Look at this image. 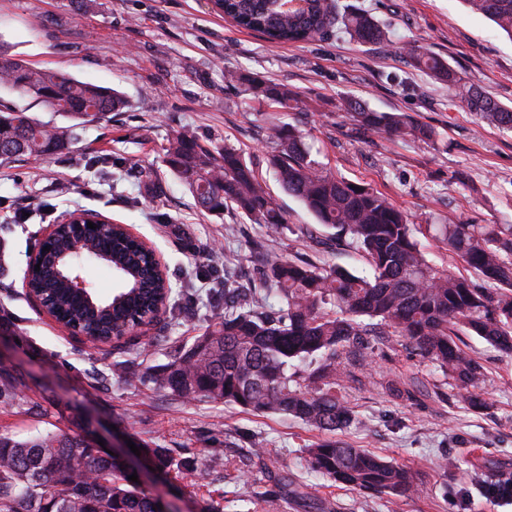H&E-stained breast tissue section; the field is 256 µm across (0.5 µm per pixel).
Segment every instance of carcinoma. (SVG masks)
Here are the masks:
<instances>
[{
    "label": "carcinoma",
    "mask_w": 512,
    "mask_h": 512,
    "mask_svg": "<svg viewBox=\"0 0 512 512\" xmlns=\"http://www.w3.org/2000/svg\"><path fill=\"white\" fill-rule=\"evenodd\" d=\"M221 0L220 10L237 25L277 42L313 39L342 27L362 45H390L380 24L366 13L342 15L332 0ZM512 39V0H465ZM411 64L448 83L454 98L487 125L512 129V108L458 76L444 59L411 46ZM282 109L296 101L285 86L230 73ZM30 96L74 121L69 127L42 122L25 110L0 107V148L5 160L61 152L76 128L98 122L126 106L124 96L59 72L33 67L0 51V87ZM359 138L386 134L435 142L432 127L405 115L373 112L345 99ZM268 163L284 191L297 198L316 222L363 260L368 272L319 266L307 259L268 255L259 284L225 288L215 298L203 333L170 360L146 370L157 389L194 401H220L256 415L291 416L324 432L349 426L355 411L340 394L347 366H361L362 337L380 326L410 344L451 380L458 401L482 408L484 367L456 342L476 335L512 354V224H411L405 213L368 184L326 172L284 123L269 129ZM162 163L213 214L231 209L253 224L278 233L287 218L265 190L252 164L237 149L212 150L190 130L176 133ZM476 278L430 262L420 237ZM112 254L110 268L124 286L95 308L69 296L44 261L34 287L47 311L65 323L106 335L111 326L148 324L166 312L172 288L152 253L121 224L96 237ZM308 468L334 482L373 495L418 491L417 474L370 451L337 440L306 449ZM150 493L128 473L97 455L81 433L39 432L21 440L0 431V512H156Z\"/></svg>",
    "instance_id": "cac0c4a2"
}]
</instances>
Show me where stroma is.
Here are the masks:
<instances>
[{
	"mask_svg": "<svg viewBox=\"0 0 512 512\" xmlns=\"http://www.w3.org/2000/svg\"><path fill=\"white\" fill-rule=\"evenodd\" d=\"M383 24L395 45L383 52L344 33L304 44H273L226 18L215 0H0V49L127 100L123 111L80 129L67 149L0 165V370L19 398L0 400V430L92 431L104 445L168 449L176 463L220 464L197 484L161 475L148 482L171 512H305L304 491L324 512H512V500L483 487L512 476V355L476 336L462 347L487 370L480 410L463 408L447 376L395 336H375L367 363L345 378L355 421L336 440L417 470L421 489L368 495L312 473L306 448L323 433L281 415L256 416L221 402L186 401L115 370L129 349L134 371L169 361L205 325L209 294L246 287L264 255H299L352 271L354 251L317 249L314 217L284 192L268 164L273 124L297 125L326 171L383 193L415 224H512V132L481 125L446 85L408 63L416 44L440 55L467 81L512 106V40L461 0H335ZM234 70L288 87L283 111L228 82ZM353 98L376 112H401L436 129L435 144L410 137H351L341 109ZM191 129L201 143L241 150L287 218L270 235L234 211H202L162 163L168 140ZM26 221L14 219L15 204ZM125 224L151 245L175 290L181 315L93 347L42 312L23 288L24 272L49 225L73 212ZM260 451H252V443ZM447 467H440V460ZM275 497H268V490Z\"/></svg>",
	"mask_w": 512,
	"mask_h": 512,
	"instance_id": "stroma-1",
	"label": "stroma"
}]
</instances>
